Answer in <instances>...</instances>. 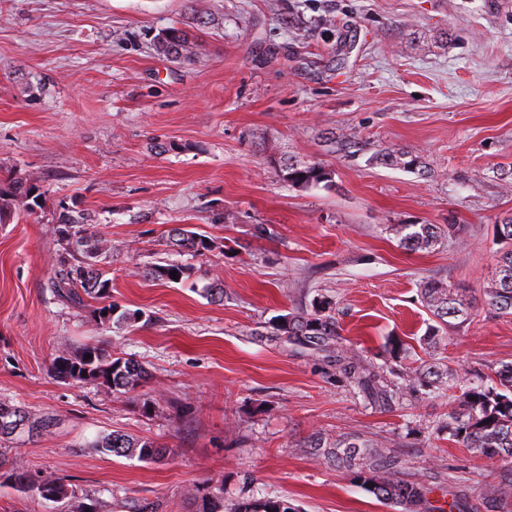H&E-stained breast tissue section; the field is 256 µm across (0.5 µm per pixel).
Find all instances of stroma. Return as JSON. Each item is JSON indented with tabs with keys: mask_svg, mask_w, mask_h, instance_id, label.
I'll return each mask as SVG.
<instances>
[{
	"mask_svg": "<svg viewBox=\"0 0 512 512\" xmlns=\"http://www.w3.org/2000/svg\"><path fill=\"white\" fill-rule=\"evenodd\" d=\"M0 0V178L36 179L34 214L0 224V402L52 420L0 441V453L65 478L102 512H195L189 489L220 486L232 512L244 483L300 512H401L351 474L310 455L314 437L383 443L398 475L428 480L429 500L486 512L500 464L441 431L452 398L420 390L382 409L322 359L266 335L275 316L328 302L352 352L380 366L391 338L417 340L461 386L494 384L512 363V319L483 288L495 276V226L512 217V0ZM180 27L192 61L159 53ZM359 144L332 151L325 133ZM168 151H159V144ZM385 147L423 169L377 164ZM318 158L329 185H288L269 158ZM80 204L112 245V301L142 311L101 325L48 283L62 249L61 206ZM189 224L212 252L172 250ZM274 231L254 236L256 225ZM401 224L455 225L428 250ZM179 263V283L144 277ZM223 301L212 300L214 281ZM464 289L471 317L432 347L421 289ZM99 342L148 371L141 390L55 377L65 346ZM156 398L144 410V397ZM121 432L169 448L158 462L95 452Z\"/></svg>",
	"mask_w": 512,
	"mask_h": 512,
	"instance_id": "1",
	"label": "stroma"
}]
</instances>
